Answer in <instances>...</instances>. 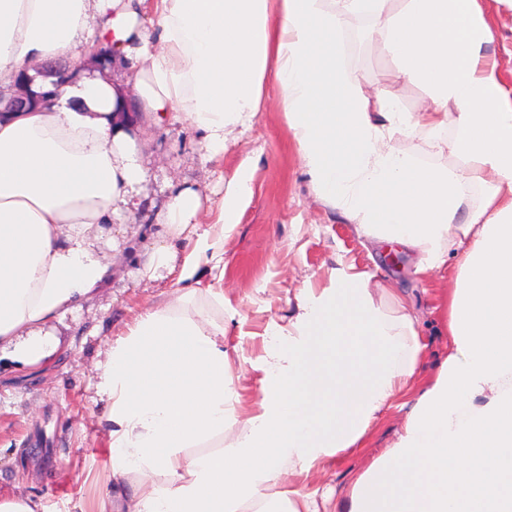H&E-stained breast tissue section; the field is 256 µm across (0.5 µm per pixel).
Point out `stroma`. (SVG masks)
<instances>
[{
	"instance_id": "stroma-1",
	"label": "stroma",
	"mask_w": 512,
	"mask_h": 512,
	"mask_svg": "<svg viewBox=\"0 0 512 512\" xmlns=\"http://www.w3.org/2000/svg\"><path fill=\"white\" fill-rule=\"evenodd\" d=\"M481 5L496 35L491 60L512 90V0H481ZM383 43L378 23L344 15V74L361 80L366 92L391 91L401 111H422L428 93L398 74ZM265 94L266 105L252 126L229 135L224 154L218 156L184 120L171 117L163 126L143 128L141 147L151 178L139 209L126 223L92 229L99 254L110 267L106 285L73 313L48 324L56 345L48 363L0 373V498L21 495L41 504L44 512H92L111 490L105 404L97 395L99 366L110 340L122 335L139 312L177 289L174 276L136 274L144 255L166 239L155 206L189 187L201 196L199 223L213 224L228 183L248 157L253 160L251 193L236 226L224 236V343L231 350L230 376L246 378L244 408L256 407L260 399L257 359L266 327L286 323L297 288L324 286L341 261L371 274L378 299L389 301L393 289L408 295L424 319L427 343L412 389L436 374L448 352V338L434 323L435 309L455 283V261L421 274L417 253L386 252L359 236L340 209L318 197L305 174L274 82H266ZM404 416L400 403H393L362 448L339 457L327 474L311 478L306 492L318 502L330 490L342 495L357 472L393 446Z\"/></svg>"
}]
</instances>
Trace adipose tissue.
<instances>
[{"instance_id": "ef3b65f1", "label": "adipose tissue", "mask_w": 512, "mask_h": 512, "mask_svg": "<svg viewBox=\"0 0 512 512\" xmlns=\"http://www.w3.org/2000/svg\"><path fill=\"white\" fill-rule=\"evenodd\" d=\"M343 0L382 27L398 72L430 93L398 111L344 77L341 20L323 0H0V88L31 63L108 50L130 62L133 90L100 73L63 84L46 105L0 114V358L22 368L52 356L45 328L108 278L89 231L138 208L149 179L143 125L184 114L206 149L248 127L273 80L306 174L355 231L420 256L419 272L455 258L441 301L450 338L413 395L393 446L360 473L335 512H512V94L489 48L479 0ZM452 128L459 160L431 167L393 138ZM479 186V205L466 187ZM250 192L229 184L214 224L183 258L179 295L145 310L109 346L98 384L112 474L129 493L95 512H310L286 486L359 450L415 376L425 344L406 296L376 299L371 276L333 269L301 288L286 324L267 326L262 397L233 443L220 267L224 231ZM201 208L193 189L158 215L167 240L141 275L170 269L173 243Z\"/></svg>"}]
</instances>
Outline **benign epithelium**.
<instances>
[{"mask_svg":"<svg viewBox=\"0 0 512 512\" xmlns=\"http://www.w3.org/2000/svg\"><path fill=\"white\" fill-rule=\"evenodd\" d=\"M78 71L79 67L59 61L41 66L33 75L26 69L22 70L15 81L13 91L8 94L0 91V113L28 112L44 105L55 95L56 89ZM38 77L49 80L52 89L39 92L33 90Z\"/></svg>","mask_w":512,"mask_h":512,"instance_id":"1","label":"benign epithelium"}]
</instances>
